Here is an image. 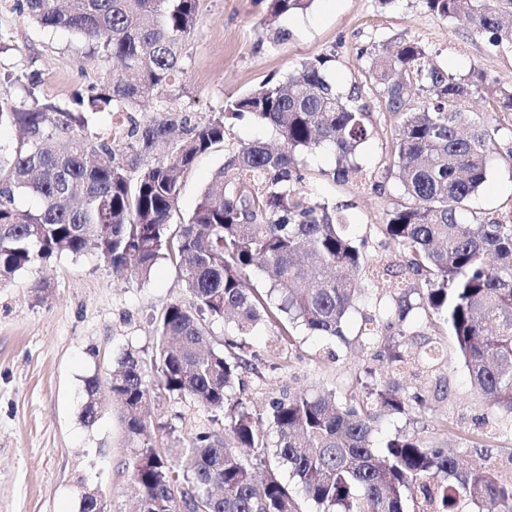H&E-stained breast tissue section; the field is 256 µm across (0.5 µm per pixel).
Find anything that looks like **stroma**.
<instances>
[{
  "mask_svg": "<svg viewBox=\"0 0 512 512\" xmlns=\"http://www.w3.org/2000/svg\"><path fill=\"white\" fill-rule=\"evenodd\" d=\"M268 0H200L195 33L188 40L181 69L160 89L155 102L165 111L200 124L220 112L227 98L258 88L300 62L317 56L332 59L336 84L350 90L362 78L361 53L391 37L418 41L433 60L451 73L481 69L489 81L512 86V53L492 50L482 35L460 21L436 17L421 0H314L304 13L280 18L288 34L277 41L266 31ZM101 67L84 58L77 35L46 30L0 0V103L26 106L28 75L39 81L42 100L68 108L75 94H89ZM272 132L249 119L234 123L227 144L200 155L180 178L181 217L195 209L229 149L255 140L273 141ZM488 166L487 180L469 202L475 218L512 212V140ZM306 191L346 205L357 236L368 239L372 259L401 267L402 258L377 232L384 210L396 194H384L329 181L307 183ZM395 279L379 277L345 325V340L298 335L289 347L285 368L259 366L243 373L236 389L249 405L263 411L283 394L335 391L348 396L355 382L395 386L401 394L422 393L428 411L379 418L372 436L383 446L397 432H418L440 446L456 448L468 464L495 465L503 481H512V431L504 415L474 397L467 370L452 337L438 341L448 363L427 384L411 376L388 373L378 349L359 345L356 334L363 314L392 306ZM175 267L159 261L148 281L119 279L94 251L65 254L38 262L0 283V512H79L83 495L105 496L108 512H133L126 494L125 462L118 413L102 409L95 424L81 418L84 381L107 378L129 349L150 357L152 325L172 301L188 300ZM152 413L170 424L165 448H184L210 415L193 402L156 392Z\"/></svg>",
  "mask_w": 512,
  "mask_h": 512,
  "instance_id": "1",
  "label": "stroma"
}]
</instances>
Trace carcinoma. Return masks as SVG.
<instances>
[{"instance_id": "1", "label": "carcinoma", "mask_w": 512, "mask_h": 512, "mask_svg": "<svg viewBox=\"0 0 512 512\" xmlns=\"http://www.w3.org/2000/svg\"><path fill=\"white\" fill-rule=\"evenodd\" d=\"M199 0H16L17 9L43 28L78 35L87 56L117 59L101 73L97 91L75 99L76 110L40 101L30 76L28 108L0 105V126L21 139L0 164V278L61 254L91 247L117 277H149L160 259L175 266L190 296L170 303L155 319V350L144 359L128 350L105 381H85L81 418L93 424L107 401L118 407L126 447L127 486L139 512H301L297 499L273 471L258 479L241 448H274L298 479L317 512H460L457 504L490 503L512 512V484L483 464L463 465L456 453L410 432L375 451L377 414L426 411L425 399L386 387L345 400L328 391L282 396L268 416L235 397L242 370L253 368L246 336L277 323L283 334L301 327L312 335L346 340L344 323L364 287L361 272L383 277L390 266L354 240L341 208L301 190L302 156L330 149L335 166L318 175L337 183L399 193L379 229L404 258L411 284L395 288L394 307L366 314L360 337L382 336L387 369L420 373L443 360L441 345L406 354L416 311L433 333L454 337L471 389L512 415V217L469 220L467 202L487 179L488 162L501 153L496 113L512 112V88L495 86L472 67L465 75L433 62L415 40L389 38L363 51L365 85L343 93L329 76L331 58L300 62L283 78L225 101L219 116L187 126L167 112L148 109L155 92L174 78L184 44L193 37ZM313 0H269L273 19L307 10ZM429 12L463 19L498 52H512V0H422ZM479 97L489 111L469 110ZM395 116L382 175L359 162L371 136V104ZM124 114L112 141L91 130L92 116ZM249 116L270 127L283 146L242 144L227 154L192 215L174 223L181 173L195 159L226 143L234 121ZM160 143L169 153L150 164ZM39 199L36 210L16 205L21 195ZM260 274L264 288L251 284ZM232 325L224 348L210 325ZM188 399L224 418V432L199 430L180 467L179 448L150 438L143 415L154 387ZM274 441H269L267 429ZM106 503L86 493L80 512Z\"/></svg>"}]
</instances>
